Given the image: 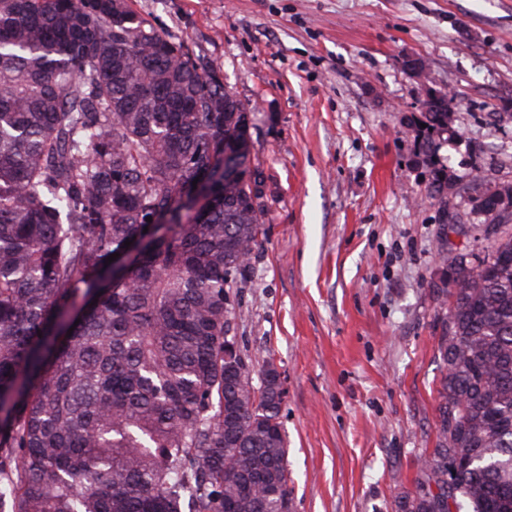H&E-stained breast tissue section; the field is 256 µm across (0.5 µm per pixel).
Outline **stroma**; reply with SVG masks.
<instances>
[{
	"label": "stroma",
	"instance_id": "35a3bbf8",
	"mask_svg": "<svg viewBox=\"0 0 512 512\" xmlns=\"http://www.w3.org/2000/svg\"><path fill=\"white\" fill-rule=\"evenodd\" d=\"M130 6L250 113L269 210L234 334L284 379L293 512H394L435 445L438 254L483 253L471 199L512 185V0ZM438 92L457 106L451 134L431 136L423 104Z\"/></svg>",
	"mask_w": 512,
	"mask_h": 512
}]
</instances>
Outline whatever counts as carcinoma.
<instances>
[{"mask_svg": "<svg viewBox=\"0 0 512 512\" xmlns=\"http://www.w3.org/2000/svg\"><path fill=\"white\" fill-rule=\"evenodd\" d=\"M112 3L0 0V512H280L282 395L243 356L224 363L268 204L239 180L206 210L179 203L250 167L249 112ZM454 102L429 97V132ZM495 223L484 257L439 252L454 277L435 292L453 298L435 448L397 512H512V209Z\"/></svg>", "mask_w": 512, "mask_h": 512, "instance_id": "carcinoma-1", "label": "carcinoma"}]
</instances>
